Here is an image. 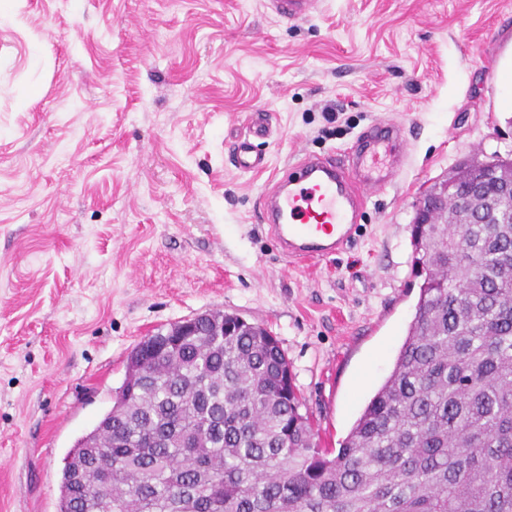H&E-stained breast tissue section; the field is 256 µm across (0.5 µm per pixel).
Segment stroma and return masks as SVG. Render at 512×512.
<instances>
[{"label":"stroma","instance_id":"stroma-1","mask_svg":"<svg viewBox=\"0 0 512 512\" xmlns=\"http://www.w3.org/2000/svg\"><path fill=\"white\" fill-rule=\"evenodd\" d=\"M510 58L512 0H318L297 21L269 0H0V512H58L132 348L202 311L271 331L338 447L415 313L422 192L512 156ZM254 112L267 166L246 172ZM382 118L396 183L344 250L289 266L263 192Z\"/></svg>","mask_w":512,"mask_h":512}]
</instances>
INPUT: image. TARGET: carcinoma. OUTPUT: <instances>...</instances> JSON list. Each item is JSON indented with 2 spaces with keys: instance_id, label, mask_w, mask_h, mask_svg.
Returning <instances> with one entry per match:
<instances>
[{
  "instance_id": "1",
  "label": "carcinoma",
  "mask_w": 512,
  "mask_h": 512,
  "mask_svg": "<svg viewBox=\"0 0 512 512\" xmlns=\"http://www.w3.org/2000/svg\"><path fill=\"white\" fill-rule=\"evenodd\" d=\"M451 219L412 230L415 313L340 448L277 339L226 314L136 345L138 389L71 449L58 512H512V199Z\"/></svg>"
}]
</instances>
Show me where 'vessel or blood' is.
<instances>
[{"instance_id": "1", "label": "vessel or blood", "mask_w": 512, "mask_h": 512, "mask_svg": "<svg viewBox=\"0 0 512 512\" xmlns=\"http://www.w3.org/2000/svg\"><path fill=\"white\" fill-rule=\"evenodd\" d=\"M314 0H271L286 20L308 16ZM402 130L389 120L372 123L357 138L356 149L341 154L306 156L277 180L261 200L259 220L267 224L282 253L307 261L342 251L352 240L368 195L391 183L400 165L380 164L379 151H392Z\"/></svg>"}]
</instances>
